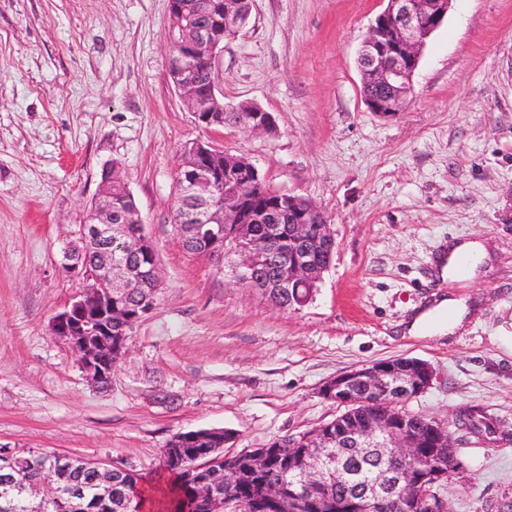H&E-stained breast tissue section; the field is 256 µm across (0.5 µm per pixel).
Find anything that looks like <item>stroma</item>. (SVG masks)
<instances>
[{
    "label": "stroma",
    "instance_id": "1",
    "mask_svg": "<svg viewBox=\"0 0 512 512\" xmlns=\"http://www.w3.org/2000/svg\"><path fill=\"white\" fill-rule=\"evenodd\" d=\"M382 0H253L215 59L225 102L274 114L271 137L203 129L167 73L168 0H0V445L159 471L177 434L221 428L226 453L266 448L340 414L320 389L398 357L427 361L407 410L447 423L454 512L512 498V0H454L403 109L362 95L358 51ZM245 156L272 190L309 199L336 246L312 300L280 310L232 263L188 253L174 224L185 148ZM134 195L161 274L108 387L93 386L53 318L62 265L102 172ZM490 259L444 281L448 241ZM450 293L474 312L453 335L405 336Z\"/></svg>",
    "mask_w": 512,
    "mask_h": 512
}]
</instances>
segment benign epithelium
I'll list each match as a JSON object with an SVG mask.
<instances>
[{
	"instance_id": "obj_1",
	"label": "benign epithelium",
	"mask_w": 512,
	"mask_h": 512,
	"mask_svg": "<svg viewBox=\"0 0 512 512\" xmlns=\"http://www.w3.org/2000/svg\"><path fill=\"white\" fill-rule=\"evenodd\" d=\"M385 8L376 16L359 50L362 74V93L371 109L383 117L401 111L411 89L412 77L419 64L421 49L443 23L452 0H385ZM210 10L215 25L207 32L196 34L189 42H182L175 32L167 33L169 53L168 74L176 90L198 125L208 128L224 126V113L235 112L238 106L224 105L218 93L214 60L224 45V32L236 37L249 21L250 14L236 10L233 0H212ZM207 67L211 79L203 87L195 79L199 66ZM238 127L254 134L273 135L277 123L273 114L260 106L251 105ZM209 160L205 167H196L178 180L184 191L192 196V223L186 225L187 235L210 247L224 246V227L235 225L237 235L232 252L240 261L237 265L238 282L265 294L277 308H294L293 300L282 298L293 289H308L304 306L313 298L315 289L329 268L319 260L317 247L332 256L335 239L322 211L311 201L286 193L278 194L277 210L288 217V249L278 250L273 235L259 236L251 227L240 223L246 185L260 184L259 171L253 164L241 166L234 162L224 164V185L214 179L215 160L227 153L205 141L192 143L187 149ZM319 225L317 238H312L309 225ZM78 235L85 246H97L101 241L116 243L96 253L94 263L84 261L80 249L66 248L62 267L75 278L78 285L72 303L56 315L51 323L52 334L74 350L87 379L98 387L107 385L117 360L126 355L127 334L120 333L118 344L112 343V328L104 329L98 321L112 318V299L131 287L137 275V266L131 258L148 245L145 236L131 237L123 224L112 223V202L97 197ZM160 288L159 270L153 269V287L140 298L143 312L155 305ZM433 369L418 359H393L373 363L361 369L340 374L323 384L321 395L349 411L362 413L358 419L343 423L336 420V428L324 425L316 432L295 439L284 437L274 441L273 448L286 464L299 462V491L286 495L275 484H261L254 507L261 509L275 505V512H367L381 498L389 499L394 512H414L420 505L427 512H444V498L435 492L462 468L461 463L446 467L445 448L449 447L450 431L441 424L427 440L407 420L388 410L365 412V407L386 398L410 400L422 394L431 384ZM200 441L224 443L221 433L192 431L180 433L162 452V467L175 460L173 448L183 449ZM367 448L381 461L376 476L369 481L364 493L352 497L327 498L319 505L309 492L347 480L349 472L344 464L342 449ZM434 454L442 460L436 466H425V456ZM268 455L263 448L242 452V461L230 463L224 472V484L205 488L201 499L209 512H226L231 502L230 491L246 478L265 469ZM30 497L48 500L59 495V490L48 482L20 487Z\"/></svg>"
}]
</instances>
